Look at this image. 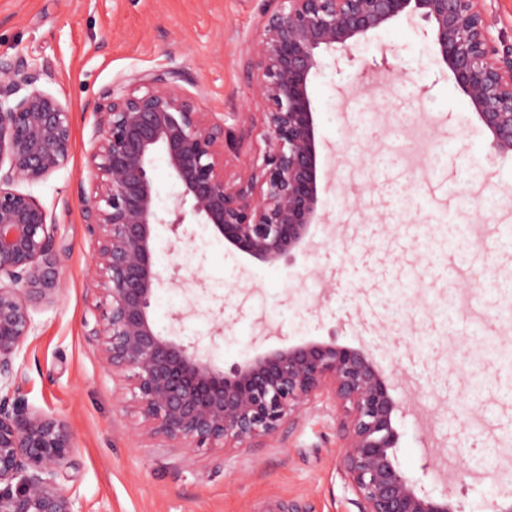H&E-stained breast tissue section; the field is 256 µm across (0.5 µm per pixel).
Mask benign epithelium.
Masks as SVG:
<instances>
[{"label": "benign epithelium", "mask_w": 512, "mask_h": 512, "mask_svg": "<svg viewBox=\"0 0 512 512\" xmlns=\"http://www.w3.org/2000/svg\"><path fill=\"white\" fill-rule=\"evenodd\" d=\"M280 2L264 14L262 39L251 52L269 150L248 178L225 181L224 127L197 109L179 85L180 71L139 74L127 90L101 92L90 190L79 196L97 237L92 281L106 304L89 335L103 340L113 375L132 373L148 433L176 448L190 453L272 439L328 391L342 412L340 464L359 512H462L446 492L420 493L396 462L393 417L402 403L364 351L309 341L226 371L151 318L156 289L198 284L176 271L164 276L153 261L156 153L166 156L181 187L175 228L189 215L239 252L274 263L304 251L310 226L325 223L310 97L323 52L336 54L339 73L376 31L427 22L441 62L492 132L493 150L512 153V49L492 44L485 0ZM43 75L22 56L0 63V512H74L58 482L74 448L72 432L62 418L29 406L16 366L32 311L54 303L63 285L57 224L34 196L16 189L48 179L72 154L71 113L39 86Z\"/></svg>", "instance_id": "1"}]
</instances>
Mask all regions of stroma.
<instances>
[{
	"label": "stroma",
	"mask_w": 512,
	"mask_h": 512,
	"mask_svg": "<svg viewBox=\"0 0 512 512\" xmlns=\"http://www.w3.org/2000/svg\"><path fill=\"white\" fill-rule=\"evenodd\" d=\"M269 0H0V60L46 67L44 90L69 108L68 165L36 185L19 184L58 224L64 287L33 311L18 358L29 405L62 417L74 450L59 482L77 512H359L340 466L330 394L298 424L257 448L183 449L146 434L131 382L113 377L93 289L95 241L77 197L88 177L97 116L107 87L175 68L201 111L231 132L226 176L248 177L268 151L249 49ZM311 97L319 170L333 176L320 198L329 221L310 228L314 247L268 264L243 255L207 224H186L171 251L178 191L155 155L153 259L159 269L199 276L204 289L163 286L151 301L159 328L197 343L224 367L310 340L364 350L390 377L407 409L396 414L395 457L418 490L449 493L464 512L512 497L499 470L512 469V295L495 278L512 272V157L491 148L431 27L395 23L336 71L323 54ZM443 144L440 163L406 155L416 128ZM460 308L440 320L434 305ZM196 305L183 322L173 313ZM224 335L211 339L213 314ZM470 365H462L463 355Z\"/></svg>",
	"instance_id": "35a3bbf8"
}]
</instances>
